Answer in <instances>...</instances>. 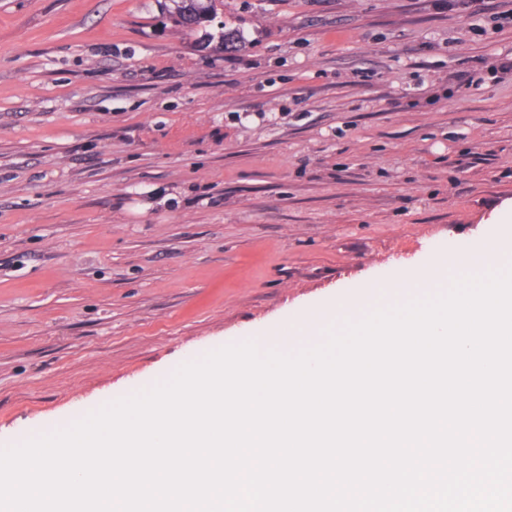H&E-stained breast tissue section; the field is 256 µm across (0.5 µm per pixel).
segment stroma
Returning <instances> with one entry per match:
<instances>
[{
    "instance_id": "1",
    "label": "stroma",
    "mask_w": 512,
    "mask_h": 512,
    "mask_svg": "<svg viewBox=\"0 0 512 512\" xmlns=\"http://www.w3.org/2000/svg\"><path fill=\"white\" fill-rule=\"evenodd\" d=\"M223 2L0 0V447L512 230V0ZM176 24L184 29H194L210 21L209 5L206 0H182Z\"/></svg>"
}]
</instances>
